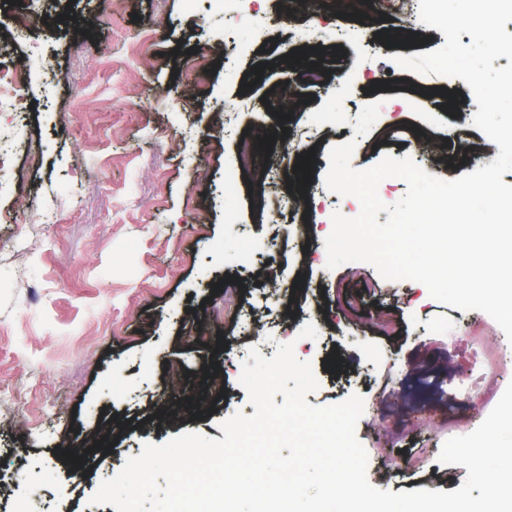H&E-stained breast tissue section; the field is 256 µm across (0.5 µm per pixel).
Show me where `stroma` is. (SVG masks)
<instances>
[{
	"label": "stroma",
	"mask_w": 512,
	"mask_h": 512,
	"mask_svg": "<svg viewBox=\"0 0 512 512\" xmlns=\"http://www.w3.org/2000/svg\"><path fill=\"white\" fill-rule=\"evenodd\" d=\"M294 2L284 14L278 0H0V59L40 48L22 109L0 112V128L24 132L0 137L13 158L0 208L15 217L0 223V512H115L88 503L102 481L145 443L188 431L223 439L220 420L255 412L238 384L248 347L269 358L288 342L315 367L309 404L363 397L356 435L373 486H462L466 468L441 464L440 449L474 431L491 394L512 382L508 339L486 313L444 305L421 283L383 280L361 262L327 269L324 229L360 203L328 191L324 177L329 148L351 139L357 170L388 153L444 180L473 172L485 159L445 165L387 135L408 126L444 137L470 128L478 106L462 79L395 64L441 47L439 29L408 35L378 0L324 10ZM21 12L39 23L16 38ZM100 16L108 24L89 27ZM300 50L327 82L288 99L301 67L287 57ZM376 101V124L355 137L358 114ZM470 130V143L485 142ZM270 133L271 153L254 155L276 173L262 189L236 172V141ZM291 134L315 152L305 187L295 155L282 153ZM30 143L41 150L35 165ZM285 197L304 205L269 207ZM34 213L42 223H29ZM246 238L257 245L248 255ZM340 288L357 294V314L341 313ZM388 308L397 332L374 336L368 319ZM309 322L317 339L298 338ZM375 350L385 361L372 382ZM214 367L223 398L193 406ZM162 403L172 426L112 443L77 480L60 463L86 435L111 436L116 416Z\"/></svg>",
	"instance_id": "1"
}]
</instances>
